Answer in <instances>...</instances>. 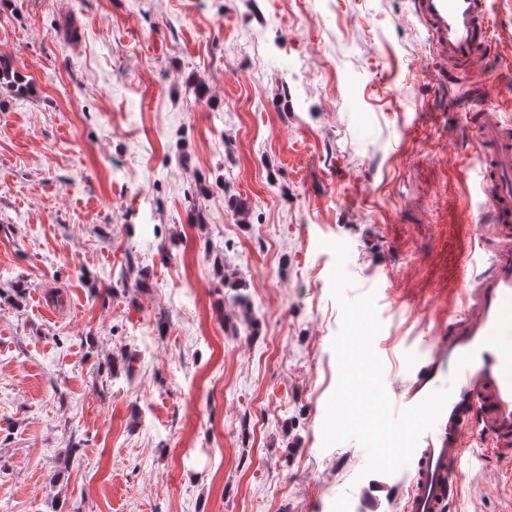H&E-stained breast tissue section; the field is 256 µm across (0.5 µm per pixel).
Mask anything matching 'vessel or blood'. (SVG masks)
Listing matches in <instances>:
<instances>
[{"label": "vessel or blood", "instance_id": "1", "mask_svg": "<svg viewBox=\"0 0 512 512\" xmlns=\"http://www.w3.org/2000/svg\"><path fill=\"white\" fill-rule=\"evenodd\" d=\"M437 55L452 74H465L490 58L493 11L488 0H414ZM475 169L482 198L481 220L493 237L473 233L466 260L487 258V272L464 279L461 312L452 314L443 336L398 394L403 408L430 391L450 387L435 426L412 456L413 476L402 512H448L463 487L464 462L474 445L512 460V124L483 111L474 131ZM472 363L457 368L464 354Z\"/></svg>", "mask_w": 512, "mask_h": 512}]
</instances>
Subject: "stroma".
<instances>
[{"label":"stroma","instance_id":"obj_1","mask_svg":"<svg viewBox=\"0 0 512 512\" xmlns=\"http://www.w3.org/2000/svg\"><path fill=\"white\" fill-rule=\"evenodd\" d=\"M494 10L452 78L411 0H0L31 84L0 88V512H399L411 467L322 445L319 242L396 397L494 232L460 169L474 100L512 121ZM510 472L471 450L455 512H504Z\"/></svg>","mask_w":512,"mask_h":512}]
</instances>
